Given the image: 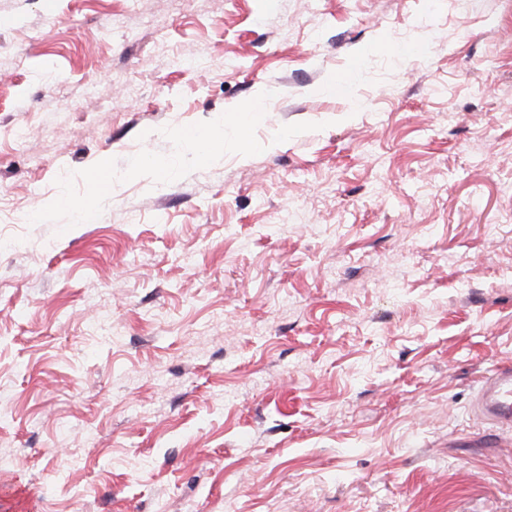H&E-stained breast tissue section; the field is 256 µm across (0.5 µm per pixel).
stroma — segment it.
<instances>
[{"mask_svg":"<svg viewBox=\"0 0 512 512\" xmlns=\"http://www.w3.org/2000/svg\"><path fill=\"white\" fill-rule=\"evenodd\" d=\"M0 203V512H512V0H0ZM478 406L487 417L508 424L512 421V369L498 367L486 380Z\"/></svg>","mask_w":512,"mask_h":512,"instance_id":"stroma-1","label":"stroma"}]
</instances>
